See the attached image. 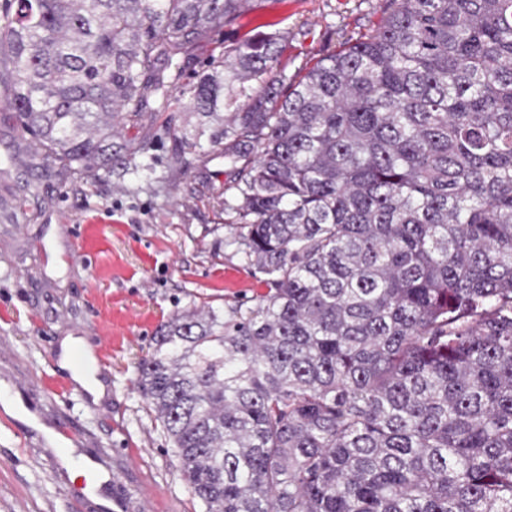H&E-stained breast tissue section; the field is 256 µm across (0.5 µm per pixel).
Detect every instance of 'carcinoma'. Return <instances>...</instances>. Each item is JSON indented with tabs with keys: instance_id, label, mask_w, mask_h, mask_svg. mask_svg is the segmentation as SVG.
<instances>
[{
	"instance_id": "cac0c4a2",
	"label": "carcinoma",
	"mask_w": 512,
	"mask_h": 512,
	"mask_svg": "<svg viewBox=\"0 0 512 512\" xmlns=\"http://www.w3.org/2000/svg\"><path fill=\"white\" fill-rule=\"evenodd\" d=\"M251 0H0V102L80 179ZM226 46L234 242L268 293L161 324L136 386L204 512H512V0H385L296 81ZM260 82L250 93V83Z\"/></svg>"
}]
</instances>
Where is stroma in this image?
I'll use <instances>...</instances> for the list:
<instances>
[{
	"label": "stroma",
	"instance_id": "35a3bbf8",
	"mask_svg": "<svg viewBox=\"0 0 512 512\" xmlns=\"http://www.w3.org/2000/svg\"><path fill=\"white\" fill-rule=\"evenodd\" d=\"M380 18V0H253L167 78L187 89L214 43L275 31L288 34L280 64L293 76ZM223 129V117L175 103L141 112L134 132L147 149L137 171L83 180L44 170L29 136L0 109V399L20 405L0 408V512H105L93 503L79 510L68 497L81 475L51 442L58 422L79 428L80 452L118 476L126 505L112 512H200L136 388V366L173 313L204 303L225 311L268 291L231 240L224 202L237 175L210 144ZM68 337L97 359L108 386L100 404L52 363ZM25 428L33 439L21 437Z\"/></svg>",
	"mask_w": 512,
	"mask_h": 512
}]
</instances>
